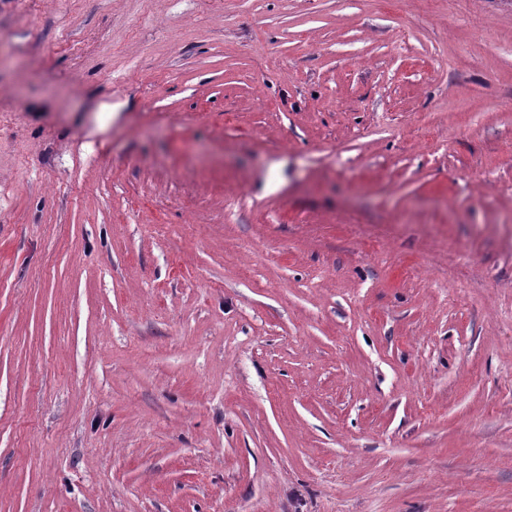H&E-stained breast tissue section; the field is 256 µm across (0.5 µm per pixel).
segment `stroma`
<instances>
[{"instance_id": "1", "label": "stroma", "mask_w": 512, "mask_h": 512, "mask_svg": "<svg viewBox=\"0 0 512 512\" xmlns=\"http://www.w3.org/2000/svg\"><path fill=\"white\" fill-rule=\"evenodd\" d=\"M0 512H512V0H0Z\"/></svg>"}]
</instances>
